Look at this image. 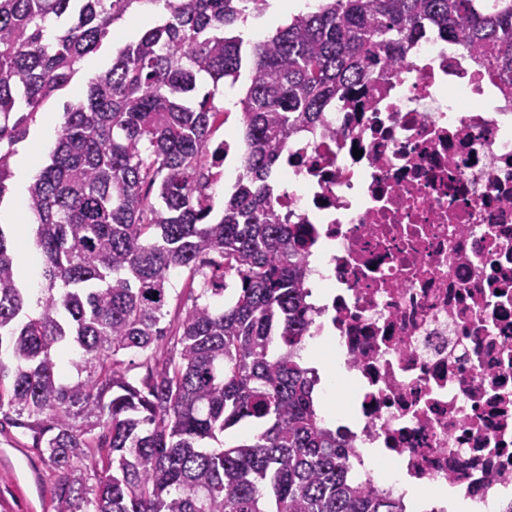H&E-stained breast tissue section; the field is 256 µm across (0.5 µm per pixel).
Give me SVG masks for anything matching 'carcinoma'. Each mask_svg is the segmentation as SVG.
Returning a JSON list of instances; mask_svg holds the SVG:
<instances>
[{"mask_svg":"<svg viewBox=\"0 0 512 512\" xmlns=\"http://www.w3.org/2000/svg\"><path fill=\"white\" fill-rule=\"evenodd\" d=\"M147 0H0V141L67 86L112 25ZM268 0H163L68 105L51 163L28 186L45 288L31 311L0 228V416L59 473L55 512H405L354 487L298 357L312 323L303 242L271 179L298 129L404 61L423 29L455 33L512 78V0H317L258 42L234 33ZM58 29L44 38L48 25ZM248 70L242 172L220 218L205 170L223 110L213 86ZM202 277L167 336L169 272ZM234 278L235 299L224 302ZM73 353L75 374L59 369ZM142 357L129 375L122 356ZM243 421L259 430L228 444ZM104 453L93 487L86 449Z\"/></svg>","mask_w":512,"mask_h":512,"instance_id":"obj_1","label":"carcinoma"}]
</instances>
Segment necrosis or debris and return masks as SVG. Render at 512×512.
Here are the masks:
<instances>
[{
    "mask_svg": "<svg viewBox=\"0 0 512 512\" xmlns=\"http://www.w3.org/2000/svg\"><path fill=\"white\" fill-rule=\"evenodd\" d=\"M361 157H354V150ZM276 202L299 225L311 336L332 327L323 415L353 485L407 512L444 491L512 512V87L458 37L425 30L405 64L292 134Z\"/></svg>",
    "mask_w": 512,
    "mask_h": 512,
    "instance_id": "1",
    "label": "necrosis or debris"
}]
</instances>
